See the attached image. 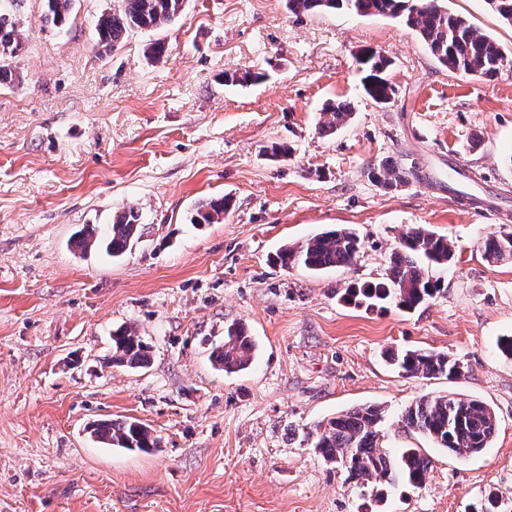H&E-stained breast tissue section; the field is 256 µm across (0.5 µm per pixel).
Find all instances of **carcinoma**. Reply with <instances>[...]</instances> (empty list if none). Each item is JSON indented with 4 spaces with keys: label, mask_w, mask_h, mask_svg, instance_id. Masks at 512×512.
<instances>
[{
    "label": "carcinoma",
    "mask_w": 512,
    "mask_h": 512,
    "mask_svg": "<svg viewBox=\"0 0 512 512\" xmlns=\"http://www.w3.org/2000/svg\"><path fill=\"white\" fill-rule=\"evenodd\" d=\"M53 21H66L71 0H46ZM292 12L346 10L359 16H384L403 23L416 32L430 53L444 67L466 76L491 79L503 67L502 48L490 37L477 31L465 18L444 9L441 0H287ZM185 0H119V8L101 14L95 24L101 50L115 49L132 30H151L167 25L183 12ZM19 47L15 26L0 13V86L17 79L14 69L1 61ZM361 65L365 71L363 89L378 104H387L395 94L387 71L392 61L383 54L367 50ZM265 74L247 70L227 73L232 84H259ZM352 116L349 106L328 103L323 109L321 131L332 134L344 127ZM372 176L388 188L405 183L406 173L382 165ZM230 208L225 198L200 203L195 223L213 224ZM141 238L140 216L133 209L116 215L105 230L85 224L75 235L74 244L83 252L105 249L117 258L132 250ZM362 242L346 229L319 233L308 240L287 246L278 255L287 269L302 268L321 272L353 264ZM484 257L489 261L512 260V232L489 233L483 241ZM455 256L454 244L447 237L419 226L406 228L399 245L390 257L387 277L364 282L345 290L347 302L368 307L395 305L412 310L432 299L439 291L429 269L450 265ZM256 343L242 325H230L224 331V343L211 355L214 369L238 373L250 367ZM389 361L409 377L433 378L438 375L459 378L465 366L447 354L424 348H405L388 353ZM150 346L135 329L125 327L112 334V364L131 369L146 367ZM382 411L376 405H363L342 412L312 430L315 449L323 459L344 469L348 478L363 489L384 498V489L400 482L416 487L423 483L430 459L419 448H402L393 453L380 445ZM402 423L411 433L422 435L456 458H468L491 446L497 417L487 403L460 393L424 395L412 402L402 414ZM90 436L99 444L127 450L149 451L158 447L160 438L144 424L102 419L93 422Z\"/></svg>",
    "instance_id": "obj_1"
}]
</instances>
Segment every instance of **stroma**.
<instances>
[{
	"label": "stroma",
	"instance_id": "1",
	"mask_svg": "<svg viewBox=\"0 0 512 512\" xmlns=\"http://www.w3.org/2000/svg\"><path fill=\"white\" fill-rule=\"evenodd\" d=\"M118 0H72L64 24L45 0L0 11L15 24L18 80L0 86V512H512V261L487 262L489 232H512V63L491 79L442 67L416 34L381 16L293 13L287 0H186L157 30L97 44ZM448 12L512 53V25L488 0ZM161 41L150 61L143 47ZM391 58L395 94L364 92L357 58ZM263 69L241 86L225 73ZM330 101L350 123L323 134ZM290 155H268L274 144ZM408 177L386 188L380 162ZM224 196L219 222L198 202ZM494 203L493 214L478 202ZM135 209L142 238L122 258L81 252L85 224ZM456 246L431 269L442 290L415 309L341 296L385 278L407 227ZM331 228L362 240L349 266L313 274L277 261ZM257 344L246 371L215 370L227 325ZM132 326L151 348L115 366L111 336ZM425 348L466 366L449 379L401 375L385 353ZM462 393L497 416L490 448L460 461L402 427L423 395ZM383 407L380 443L422 448L420 487L383 501L316 452L310 431L362 405ZM99 419H136L150 452L93 442ZM230 208V202L227 198L209 199L202 201L196 210L197 224H213L218 222Z\"/></svg>",
	"mask_w": 512,
	"mask_h": 512
}]
</instances>
